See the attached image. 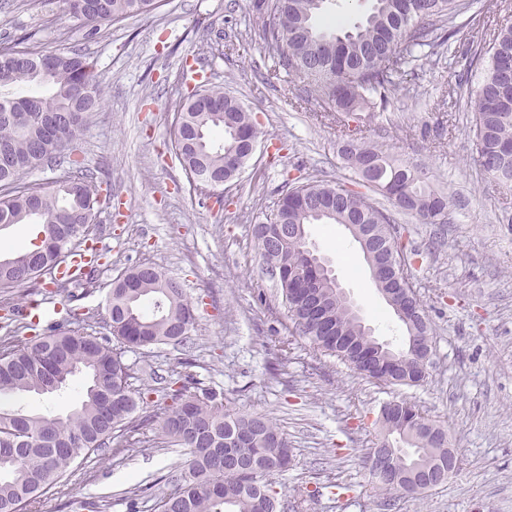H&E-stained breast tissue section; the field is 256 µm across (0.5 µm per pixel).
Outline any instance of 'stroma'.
Listing matches in <instances>:
<instances>
[{
  "mask_svg": "<svg viewBox=\"0 0 512 512\" xmlns=\"http://www.w3.org/2000/svg\"><path fill=\"white\" fill-rule=\"evenodd\" d=\"M488 2L479 24L462 27V46L512 24V0ZM251 5L167 0L153 16L102 27L92 37L63 16L61 0H0V42L30 34L46 51L77 50L94 61L103 99L73 150L112 197L89 240L99 262L88 293L68 301L46 278L0 292V327L10 307L33 302L62 306L63 324L88 311L105 313L113 278L140 264L159 267L181 285L196 322L191 349H127L134 386L147 392L145 411L162 404L166 378L192 374L230 409L267 414L287 435L293 461L274 478L283 497H303L305 512H385L371 490L367 456L380 438L381 405L403 400L447 427L459 464L445 484L398 500L396 512H512V224L504 218L512 213V183L488 178L474 162V112L457 99L464 59L446 56L386 109L363 115V137L426 166L433 187L452 201L445 224L394 215L407 273L431 325L433 355L426 382L386 386L292 333L253 238L284 180L341 179L358 192L364 186L340 156L335 115L304 101L303 84L290 76L263 83L260 73L272 60L252 25ZM237 39L247 43L246 54L225 57V44ZM190 65L249 106L263 131L220 206L190 185L171 149L173 110L189 91ZM310 238L375 336L399 346L404 327L373 288L349 232L315 224ZM83 387L77 376L64 392L13 397L0 406L63 416L78 405ZM184 460L176 447L91 454L33 512H85L86 502L101 498L106 512H130L132 489L141 512H153L163 476ZM337 482L348 484L345 494L336 495Z\"/></svg>",
  "mask_w": 512,
  "mask_h": 512,
  "instance_id": "obj_1",
  "label": "stroma"
}]
</instances>
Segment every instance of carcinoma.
Returning <instances> with one entry per match:
<instances>
[{"label": "carcinoma", "mask_w": 512, "mask_h": 512, "mask_svg": "<svg viewBox=\"0 0 512 512\" xmlns=\"http://www.w3.org/2000/svg\"><path fill=\"white\" fill-rule=\"evenodd\" d=\"M327 0H253V17L273 54L264 81L285 73L304 83L306 96L322 111L343 115V160L365 187L384 196L399 212L424 224L448 223L452 201L430 184L424 168L396 159L383 146L358 135L362 113L385 105L396 92L436 65L451 38L474 21L485 0H370L352 26L336 20L332 30L316 24ZM165 0H63V14L96 32L105 25L148 16ZM23 36L0 44V228L10 224H56L86 232L97 215L101 188L96 173L70 153L83 126L102 102L96 67L80 51L54 55ZM468 69H484L473 90L477 146L475 162L491 178L512 175V25L493 32L488 45L467 51ZM178 123L172 147L186 176L194 182L225 173L224 154L235 135L258 142L262 132L236 96L221 86L182 98L174 109ZM62 168L50 186L23 183L30 171ZM310 224H357L367 233L375 259L396 238L390 211L340 181L307 178L285 181L278 207L266 224L253 228L264 262L281 272L282 305L293 329L317 350L333 355L359 373L391 385H417L428 375L430 360L411 351L414 327L404 323L403 346L371 348L377 338L360 328L346 300L336 297L318 265L303 255ZM76 243L45 238L41 252L13 248L0 262V290L7 292L36 280V269L60 259L59 249ZM123 288H110L102 322L111 337L87 333L93 316L71 328L50 325L35 339L0 336V398L46 395L63 390L76 375L88 379L80 406L62 417L0 408V512L28 508L63 482L79 459L112 447L139 448L141 430L156 427V447L177 446L183 465L165 478L166 492L154 512H299L297 502L279 496L269 477L291 462L288 439L264 414H239L224 407L214 392L191 389V377L169 381L168 405L137 414L145 393L132 387L123 347L183 346L195 315L183 289L151 265L124 271ZM315 293L324 299V320L309 317ZM381 435L393 442L404 468L422 474L436 467L448 448H429L422 412L407 402L380 409ZM246 465L224 469L226 443ZM375 492L390 508L400 499L392 482L370 473Z\"/></svg>", "instance_id": "1"}]
</instances>
